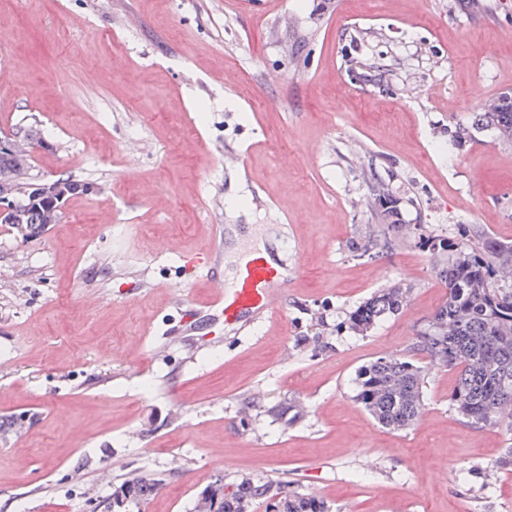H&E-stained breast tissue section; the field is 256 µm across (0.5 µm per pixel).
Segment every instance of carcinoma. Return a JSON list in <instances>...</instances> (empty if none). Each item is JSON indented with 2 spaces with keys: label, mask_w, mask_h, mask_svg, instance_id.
Listing matches in <instances>:
<instances>
[{
  "label": "carcinoma",
  "mask_w": 512,
  "mask_h": 512,
  "mask_svg": "<svg viewBox=\"0 0 512 512\" xmlns=\"http://www.w3.org/2000/svg\"><path fill=\"white\" fill-rule=\"evenodd\" d=\"M475 128H489L503 143H512V97L494 98L476 113ZM17 154L0 157V173L17 179ZM399 199L388 185H372L371 207L378 220L397 214ZM60 213L48 204L28 202L16 224H54ZM434 268L448 288V299L417 330L411 352L434 366L456 372L451 404L473 428L505 426L512 431V244L482 231L476 243L456 248L432 243ZM407 302V290L385 289L362 303L351 316L353 329L364 331L380 318L396 314ZM426 372L413 358L385 355L361 368L355 378V401L381 426L403 430L414 425L423 409ZM158 480L132 478L122 483L114 499H141ZM272 485L241 482L230 494L224 484L209 493L210 512H246L248 503L267 495ZM281 512H327L315 496H292L281 501Z\"/></svg>",
  "instance_id": "carcinoma-1"
}]
</instances>
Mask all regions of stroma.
I'll return each instance as SVG.
<instances>
[{"label":"stroma","mask_w":512,"mask_h":512,"mask_svg":"<svg viewBox=\"0 0 512 512\" xmlns=\"http://www.w3.org/2000/svg\"><path fill=\"white\" fill-rule=\"evenodd\" d=\"M481 2L0 0V133L34 142L30 181L94 187L40 235L0 224V512H112L130 476L160 485L122 512H197L246 479L329 512H512V433L460 420L454 371L403 431L354 398L448 297L431 242H512V144L448 143L512 91V0ZM224 224L226 261L196 263ZM276 224L302 274L281 322L235 334L205 282ZM399 285L401 312L352 328ZM371 196V207L382 223L388 222L397 214L399 199L390 191L388 185L375 182L372 185ZM395 286L385 289L362 303L351 316L353 329L364 331L373 326L380 318L396 314L407 302V290Z\"/></svg>","instance_id":"1"}]
</instances>
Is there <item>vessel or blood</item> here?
I'll return each mask as SVG.
<instances>
[{
    "mask_svg": "<svg viewBox=\"0 0 512 512\" xmlns=\"http://www.w3.org/2000/svg\"><path fill=\"white\" fill-rule=\"evenodd\" d=\"M300 275V267H288L271 251L258 252L242 260L234 283L210 278V305L225 325L241 330L259 321L273 322L281 316L284 289Z\"/></svg>",
    "mask_w": 512,
    "mask_h": 512,
    "instance_id": "1",
    "label": "vessel or blood"
}]
</instances>
